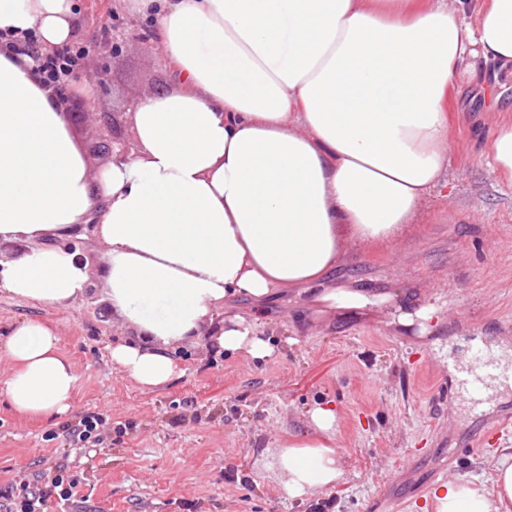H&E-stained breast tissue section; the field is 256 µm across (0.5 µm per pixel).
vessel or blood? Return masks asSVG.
Wrapping results in <instances>:
<instances>
[{
    "mask_svg": "<svg viewBox=\"0 0 512 512\" xmlns=\"http://www.w3.org/2000/svg\"><path fill=\"white\" fill-rule=\"evenodd\" d=\"M503 387L512 388V368L499 364L494 344L488 343L478 348L470 359L458 367L453 392L468 403L475 424L464 443L465 453H473L487 437L488 431L483 428L482 422L487 412L496 409L498 392Z\"/></svg>",
    "mask_w": 512,
    "mask_h": 512,
    "instance_id": "b4317fda",
    "label": "vessel or blood"
}]
</instances>
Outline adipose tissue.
I'll list each match as a JSON object with an SVG mask.
<instances>
[{"mask_svg": "<svg viewBox=\"0 0 512 512\" xmlns=\"http://www.w3.org/2000/svg\"><path fill=\"white\" fill-rule=\"evenodd\" d=\"M152 23L148 50L175 67L172 87L140 98L127 161L91 168L24 44L48 51L80 23L74 0H0V288L58 305L84 295L86 264L58 245L97 223L104 298L140 344L113 365L152 390L178 374L177 345L203 336L262 359L273 348L226 301L322 286L323 301L365 298L330 285L345 240L394 238L448 186V91L468 59L512 74V0H117ZM223 322H216V315ZM0 347V382L20 413L66 414L77 387L50 326L25 320ZM316 436L279 444L280 486L300 499L342 477L336 414L310 413ZM436 512H512V448L491 490L452 479Z\"/></svg>", "mask_w": 512, "mask_h": 512, "instance_id": "ef3b65f1", "label": "adipose tissue"}]
</instances>
